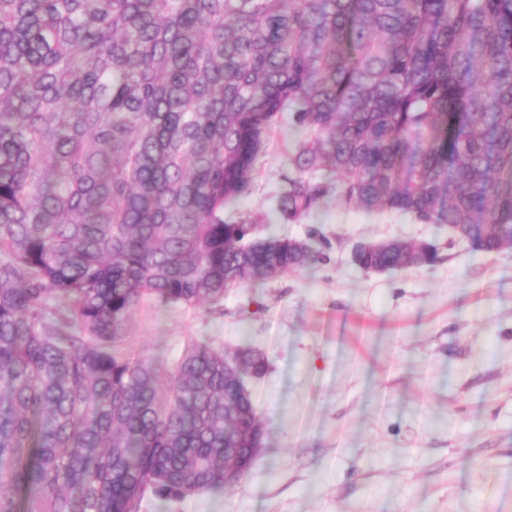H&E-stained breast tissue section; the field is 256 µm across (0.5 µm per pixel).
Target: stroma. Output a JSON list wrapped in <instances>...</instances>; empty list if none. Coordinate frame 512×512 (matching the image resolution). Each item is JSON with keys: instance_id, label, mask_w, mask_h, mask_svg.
<instances>
[{"instance_id": "stroma-1", "label": "stroma", "mask_w": 512, "mask_h": 512, "mask_svg": "<svg viewBox=\"0 0 512 512\" xmlns=\"http://www.w3.org/2000/svg\"><path fill=\"white\" fill-rule=\"evenodd\" d=\"M295 135L270 131L253 191L226 219L261 225ZM324 235L326 261L219 308L143 302L124 345L164 366L188 339L261 350L249 380L265 425L261 459L234 487L141 512H512V249L476 252L447 227L328 201L281 233ZM444 243L433 266L382 274L359 243Z\"/></svg>"}]
</instances>
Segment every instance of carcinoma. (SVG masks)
Masks as SVG:
<instances>
[{"mask_svg": "<svg viewBox=\"0 0 512 512\" xmlns=\"http://www.w3.org/2000/svg\"><path fill=\"white\" fill-rule=\"evenodd\" d=\"M296 133L265 235L224 209ZM334 199L512 238V0H0V512H140L261 459L252 348L123 349L141 301L218 307L326 260ZM354 249L363 271L441 261Z\"/></svg>", "mask_w": 512, "mask_h": 512, "instance_id": "carcinoma-1", "label": "carcinoma"}]
</instances>
